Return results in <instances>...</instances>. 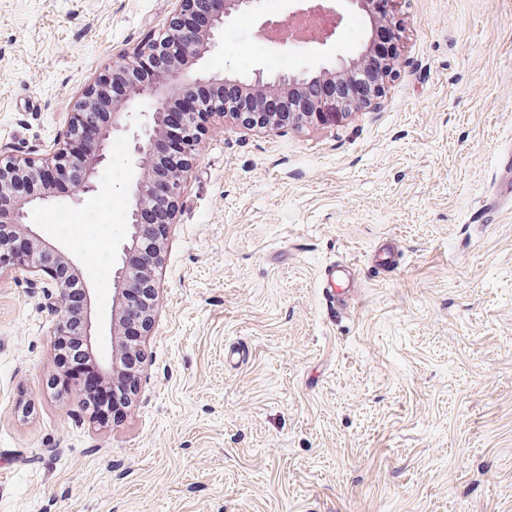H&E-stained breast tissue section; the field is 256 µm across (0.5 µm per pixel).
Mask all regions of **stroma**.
Masks as SVG:
<instances>
[{"instance_id": "obj_1", "label": "stroma", "mask_w": 512, "mask_h": 512, "mask_svg": "<svg viewBox=\"0 0 512 512\" xmlns=\"http://www.w3.org/2000/svg\"><path fill=\"white\" fill-rule=\"evenodd\" d=\"M309 0H262L198 68L319 69L324 47L266 38ZM176 0H0V156L50 149L93 78ZM402 64L380 106L273 133L209 122L155 270V319L123 417L90 425L51 390L56 319L0 273V512H512V207L469 221L512 144V0H403ZM127 150L94 191L29 221L122 302ZM70 216L69 232L52 224ZM402 262L374 277L369 254ZM360 294L329 320L323 267ZM401 249L393 241L384 239L383 243L379 245L376 250L375 256L372 260V268L374 274L378 276L392 271L401 262Z\"/></svg>"}]
</instances>
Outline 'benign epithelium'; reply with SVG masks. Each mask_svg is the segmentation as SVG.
<instances>
[{
  "mask_svg": "<svg viewBox=\"0 0 512 512\" xmlns=\"http://www.w3.org/2000/svg\"><path fill=\"white\" fill-rule=\"evenodd\" d=\"M200 2L177 0V17L159 36L141 41L87 89L74 104L60 140L48 157H0V231L4 229L27 244L25 249L1 247L0 271L8 267L41 273L43 293L56 315L58 337L71 335L68 295L73 281L64 275L69 261L60 247L26 223L28 210L49 201L52 189L60 183L74 195L93 190L113 138L125 137L131 149L133 189L128 204V242L123 244V252L146 250L140 272L125 263L116 269L113 296L122 298L153 283V269L162 260L168 228L179 210L184 176L206 132V126L186 118L182 160L166 170L160 168L156 144L167 133L172 101L193 95L201 86L222 92L226 85L237 88L246 99H280L288 103V110L247 112L228 99L213 101L209 109L210 114L222 115L246 129L275 132L285 125L335 124L377 104L398 75L401 0H336L362 14L367 38L357 55L337 56L331 69H304L276 76L256 69L249 75L230 73L223 78L200 73L193 65L215 46L224 24L249 11L259 0H206L208 21L198 29L194 20L201 16ZM157 184L165 188L157 214L161 231L145 244L144 215ZM83 294L80 341L105 382L112 374V355L100 353L103 336L95 301L89 289H83Z\"/></svg>",
  "mask_w": 512,
  "mask_h": 512,
  "instance_id": "7a95c632",
  "label": "benign epithelium"
}]
</instances>
